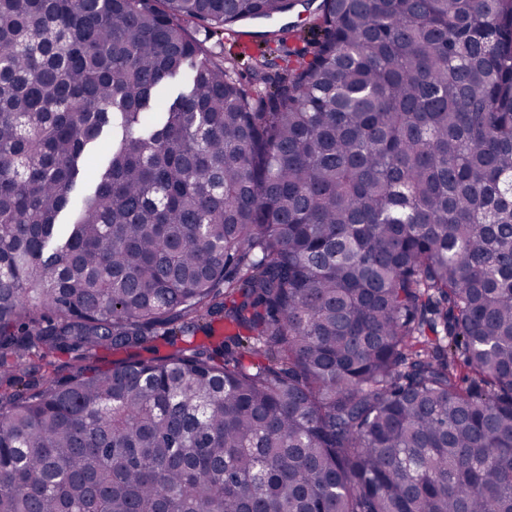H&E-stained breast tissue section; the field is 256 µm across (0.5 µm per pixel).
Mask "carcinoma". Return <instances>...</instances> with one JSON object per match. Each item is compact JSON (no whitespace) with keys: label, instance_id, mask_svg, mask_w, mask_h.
<instances>
[{"label":"carcinoma","instance_id":"cac0c4a2","mask_svg":"<svg viewBox=\"0 0 512 512\" xmlns=\"http://www.w3.org/2000/svg\"><path fill=\"white\" fill-rule=\"evenodd\" d=\"M294 7L0 0V377L129 352L0 392V512H512V0L207 46ZM312 1V7L307 9L298 6L295 11L288 13L286 16L273 18L270 20L253 21L247 24L239 25L236 30L240 31L239 36H226L224 38V46L222 52L224 57H235L237 60V73L239 77H243L244 81L249 77V68L254 60L261 59L269 62L281 63V59L288 53V49L296 45L302 46L305 39L317 37V31L311 27L314 12L321 0H301ZM290 30L292 37L283 42H278L277 38L270 34L265 36L263 32L279 30ZM245 54H240L241 52ZM243 55V58H238ZM123 352H113L109 350L97 351H61L51 354L49 357L41 360L39 356H30L24 362L23 371H16L12 375L14 380L6 378L0 379V392L12 391L15 389H32L42 384V375L47 372H57L67 374L77 366L97 365L99 367H108L112 361L124 358Z\"/></svg>","mask_w":512,"mask_h":512}]
</instances>
